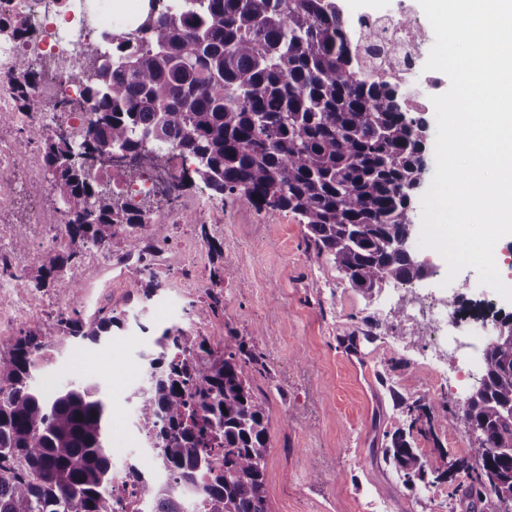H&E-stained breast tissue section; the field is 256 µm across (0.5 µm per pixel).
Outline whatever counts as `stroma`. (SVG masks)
Here are the masks:
<instances>
[{
  "mask_svg": "<svg viewBox=\"0 0 512 512\" xmlns=\"http://www.w3.org/2000/svg\"><path fill=\"white\" fill-rule=\"evenodd\" d=\"M348 21L364 12H405L419 35L420 67L400 83L410 102L425 109L428 139L436 137L431 99L445 93V74L423 67L434 43V33L418 0H340ZM184 202L199 201L201 215L170 219L159 243L166 259L157 268L161 288L148 300L132 299L139 273L121 262L125 247L114 240L108 253L89 256L73 277L82 290L73 304L85 318L122 313L123 329L114 330L100 344H86L57 359L49 373L56 388L75 383L97 384L111 403L112 447L136 451L133 431L137 414L136 383L127 371L143 366L154 351L153 339L164 329L182 327L206 337L220 349L228 330L260 337L266 373H251L259 398L270 415L267 489L273 512H467L449 497L444 483H404L384 448L395 430L407 428L409 418L394 394L407 400L425 398L461 410L479 377L469 367H483V353L499 317L512 314V303L493 289L480 287L474 269L462 270L445 283L447 265L430 249H416L419 260L434 270L421 280L422 293L434 299L456 301L458 335L471 343V355L446 365L445 384L435 383L424 362L432 348L421 329L410 322L379 321L375 304L382 291L353 288L306 238L298 216L267 214L228 195L218 200L201 182L186 184ZM28 197L17 196L0 207V233L25 225L28 247L20 255V270L29 304L18 309L16 293L0 294V336H16L29 327L54 336L61 313L54 289L35 290L31 281L58 246L47 243L45 226L35 223ZM214 239L224 248V264L241 268L236 279L221 284L211 280L212 263L206 244ZM197 262V285L181 278L186 258ZM223 295V304L206 321L193 317L206 305L210 291ZM379 322L374 340H365L367 325ZM356 348H349V337ZM415 446L426 464L438 458V449L456 456H474L476 442L464 426H435L432 435L415 436Z\"/></svg>",
  "mask_w": 512,
  "mask_h": 512,
  "instance_id": "obj_1",
  "label": "stroma"
}]
</instances>
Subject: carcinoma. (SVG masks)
I'll use <instances>...</instances> for the list:
<instances>
[{"mask_svg":"<svg viewBox=\"0 0 512 512\" xmlns=\"http://www.w3.org/2000/svg\"><path fill=\"white\" fill-rule=\"evenodd\" d=\"M27 43L26 18L0 17V39ZM361 66L352 29L336 0H147L139 25L106 36V46L83 53L82 101L92 112L83 133L68 137L37 119L26 130L43 149L44 179L59 193L67 247L42 266L37 290L75 297L66 276L92 248L120 236L125 259L153 251L144 231L159 210L134 205L95 177L113 153L152 165L172 151L190 166L171 186L198 180L217 197L236 195L259 212L298 215L306 237L333 261L350 286L368 292L389 279H420L408 253L387 242L406 237L411 190L426 145V122L401 102L399 86L354 78ZM44 65L22 58L13 79L16 105L33 109L32 91ZM206 240L217 280L221 244ZM160 283L148 270L134 283L143 299ZM49 340L34 327L0 337V512H117L112 500L109 406L97 386L79 383L53 394L35 374L65 349L98 343L119 315L60 320ZM144 364L137 422L152 439L158 464L171 474L144 483L157 512H185L186 493L199 492L204 512H271L266 463L270 449L266 401L249 373L265 372V355L234 331L216 351L202 336L164 330ZM512 344L489 345L484 374L466 398L463 417L475 421L482 448L512 445ZM408 430L391 437L386 456L406 482L448 483L449 496L489 501L512 486V462L495 457L448 458L425 469L411 435L434 425L453 428L459 417L435 414L432 401L406 405ZM221 448L217 456L212 450ZM469 479V487L457 481Z\"/></svg>","mask_w":512,"mask_h":512,"instance_id":"cac0c4a2","label":"carcinoma"}]
</instances>
